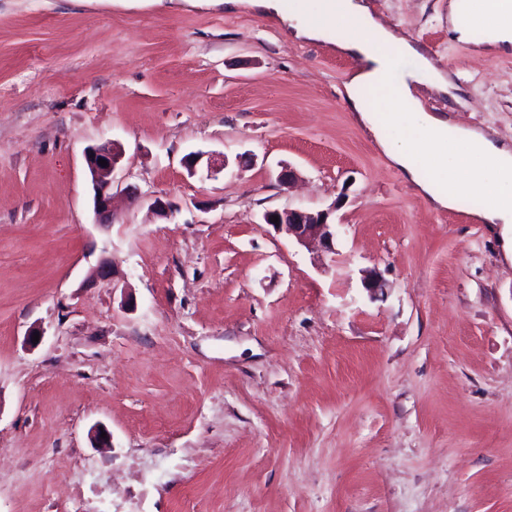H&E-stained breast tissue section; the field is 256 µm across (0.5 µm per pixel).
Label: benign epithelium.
I'll list each match as a JSON object with an SVG mask.
<instances>
[{"mask_svg":"<svg viewBox=\"0 0 512 512\" xmlns=\"http://www.w3.org/2000/svg\"><path fill=\"white\" fill-rule=\"evenodd\" d=\"M123 155L120 143L110 141L85 153L87 170L91 177L94 190V210L98 223L108 225L114 223L112 210L113 173ZM107 161L103 167L99 159ZM279 218V223H271V218ZM330 211H308L304 209L268 210L263 214V221L279 233L302 247L319 246L326 253H335L336 224L329 221Z\"/></svg>","mask_w":512,"mask_h":512,"instance_id":"7a95c632","label":"benign epithelium"}]
</instances>
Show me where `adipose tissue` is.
Masks as SVG:
<instances>
[{"label": "adipose tissue", "mask_w": 512, "mask_h": 512, "mask_svg": "<svg viewBox=\"0 0 512 512\" xmlns=\"http://www.w3.org/2000/svg\"><path fill=\"white\" fill-rule=\"evenodd\" d=\"M319 11L323 21L316 25L293 15L281 14L280 20L295 37L308 40L324 41L332 27L347 28V36L336 47L360 62L346 86L351 111L364 125H371L363 99L367 92H386L396 107L391 118L401 128L402 137L376 140L388 161L405 173L433 207L454 208L458 196L465 192L482 195L488 202L480 220L512 227V147L495 142L481 130L461 126L446 114L426 111L414 84L397 81L396 56L416 59L421 70L432 73L438 91H451V81L415 41L376 20L363 0H321ZM426 155L435 157L437 166L434 177L424 180L416 161Z\"/></svg>", "instance_id": "obj_1"}]
</instances>
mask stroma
I'll use <instances>...</instances> for the list:
<instances>
[{
	"label": "stroma",
	"instance_id": "stroma-1",
	"mask_svg": "<svg viewBox=\"0 0 512 512\" xmlns=\"http://www.w3.org/2000/svg\"><path fill=\"white\" fill-rule=\"evenodd\" d=\"M368 3L449 73L428 110L512 143V51L457 40L448 0ZM355 68L224 0H0V512H512L504 227L424 202ZM288 208L332 209L335 255L264 224ZM122 155L123 148L120 143L115 141L91 148L85 153L86 167L94 190V210L98 224L101 225L114 222L115 217L112 210L113 173ZM99 158L107 161L106 167H102L98 163Z\"/></svg>",
	"mask_w": 512,
	"mask_h": 512
}]
</instances>
